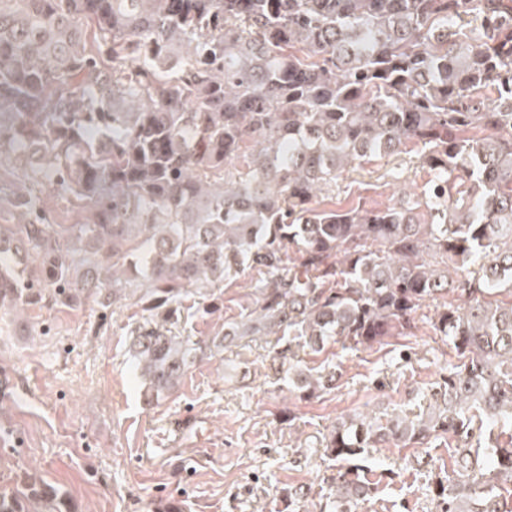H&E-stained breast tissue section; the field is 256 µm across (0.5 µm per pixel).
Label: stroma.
Wrapping results in <instances>:
<instances>
[{"mask_svg": "<svg viewBox=\"0 0 512 512\" xmlns=\"http://www.w3.org/2000/svg\"><path fill=\"white\" fill-rule=\"evenodd\" d=\"M427 181L410 151L344 172L331 193L343 205L377 206ZM52 224L85 222L83 200L52 185L38 187ZM249 278L191 292L168 327L191 340H212L255 309ZM438 302L418 313V331L387 344L338 354L299 350L306 366L336 374L334 391L302 400L291 392L264 339L214 345L178 388L146 399L131 365L132 332L148 314L135 297L104 306L88 297L67 306L0 309V495H13L32 474L65 494L74 512H287V492L301 490L304 512H317L341 463L323 439L342 416L422 406L412 389L429 388L448 357L431 322ZM373 470L397 465L359 512H439L432 493L447 478L446 448H381Z\"/></svg>", "mask_w": 512, "mask_h": 512, "instance_id": "obj_1", "label": "stroma"}]
</instances>
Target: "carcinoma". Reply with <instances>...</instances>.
I'll return each mask as SVG.
<instances>
[{
	"label": "carcinoma",
	"mask_w": 512,
	"mask_h": 512,
	"mask_svg": "<svg viewBox=\"0 0 512 512\" xmlns=\"http://www.w3.org/2000/svg\"><path fill=\"white\" fill-rule=\"evenodd\" d=\"M495 97L485 100L486 91ZM413 143L427 189L384 207H323L355 165ZM90 208L50 224L18 198L0 230V305L137 294L170 315L193 289L251 273L258 307L226 336L287 337L275 359L302 398L333 386L293 362L413 336L427 300L452 352L428 410L337 421L352 468L319 512H356L376 448L450 449L441 512L507 511L512 441V0H0V163ZM40 260L31 286L19 257ZM457 302H446L448 294ZM152 395L178 386L195 343L147 324L132 337ZM71 512L35 479L0 512Z\"/></svg>",
	"instance_id": "1"
}]
</instances>
